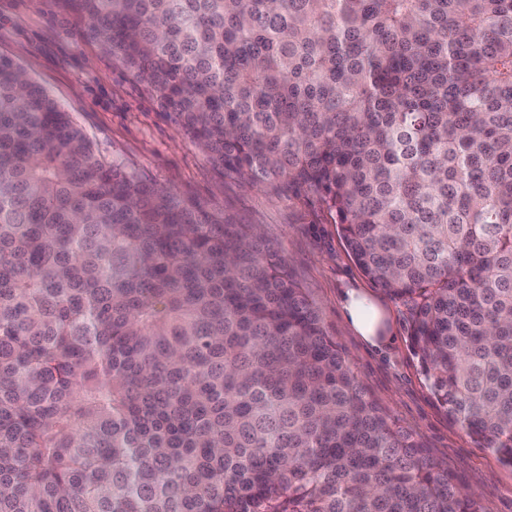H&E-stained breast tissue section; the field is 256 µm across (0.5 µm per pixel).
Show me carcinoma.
Masks as SVG:
<instances>
[{
	"instance_id": "cac0c4a2",
	"label": "carcinoma",
	"mask_w": 512,
	"mask_h": 512,
	"mask_svg": "<svg viewBox=\"0 0 512 512\" xmlns=\"http://www.w3.org/2000/svg\"><path fill=\"white\" fill-rule=\"evenodd\" d=\"M212 163L323 196L512 464V0H66ZM0 512H481L277 250L0 57Z\"/></svg>"
}]
</instances>
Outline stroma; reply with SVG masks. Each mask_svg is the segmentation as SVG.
I'll return each instance as SVG.
<instances>
[{
    "instance_id": "1",
    "label": "stroma",
    "mask_w": 512,
    "mask_h": 512,
    "mask_svg": "<svg viewBox=\"0 0 512 512\" xmlns=\"http://www.w3.org/2000/svg\"><path fill=\"white\" fill-rule=\"evenodd\" d=\"M1 55L71 113L102 157L234 223L255 225L318 309L370 398L416 435L431 462L447 465L461 491L478 496L482 512H512V466L478 447L433 397L411 347L407 302L360 271L328 202L225 176L155 97L81 35L61 0H0ZM349 287L369 292L388 312L393 342L386 350L364 344L343 318L340 297Z\"/></svg>"
}]
</instances>
